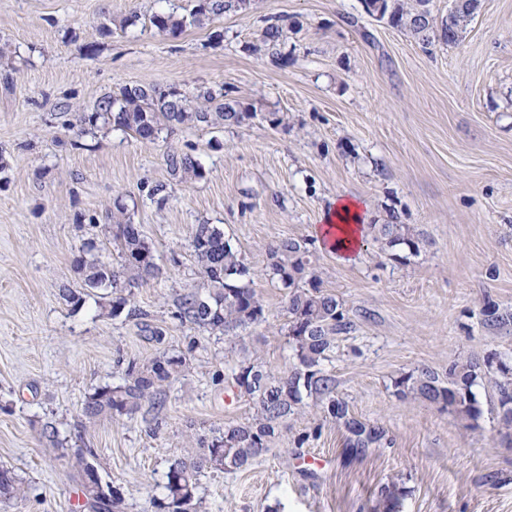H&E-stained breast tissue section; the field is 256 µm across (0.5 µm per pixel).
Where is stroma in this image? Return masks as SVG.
I'll return each mask as SVG.
<instances>
[{"mask_svg":"<svg viewBox=\"0 0 512 512\" xmlns=\"http://www.w3.org/2000/svg\"><path fill=\"white\" fill-rule=\"evenodd\" d=\"M188 0H0V466L26 488L0 512H68L79 488L75 449L90 448L121 512H156L171 460L193 437L251 421L240 366H292L286 289L263 271L280 240L305 242L307 286L352 324L324 363L348 415L384 432L361 453L343 422L306 399L247 469L205 470L201 512H374L380 487L405 490L400 512H512V428L495 389L475 388L481 414L400 397V376L447 378L458 357L512 359V0H481L454 45L422 47L364 13L360 0H253L249 9L179 36L149 17ZM283 26L276 63L258 47ZM222 41H214L213 32ZM224 91L252 112L230 127L178 128L151 143L119 131L82 136L62 104L91 109L124 85ZM279 124H272V117ZM191 152L201 179L169 175V150ZM171 185L165 205L150 199ZM361 201L367 231L355 260L321 249L317 231L338 196ZM152 243L162 274L134 289L142 319L112 315L75 271L83 257L118 265L102 228L115 201ZM407 225L417 253L374 232ZM218 225L253 272L266 320L241 338L175 317L202 282L196 224ZM75 297L65 300L64 290ZM185 355L164 404L103 416L76 431L87 396L122 383L129 363ZM59 431L58 445L41 435Z\"/></svg>","mask_w":512,"mask_h":512,"instance_id":"obj_1","label":"stroma"}]
</instances>
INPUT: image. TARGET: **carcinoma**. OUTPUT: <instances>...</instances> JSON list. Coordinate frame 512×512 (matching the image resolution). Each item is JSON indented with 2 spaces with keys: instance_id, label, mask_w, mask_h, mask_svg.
Masks as SVG:
<instances>
[{
  "instance_id": "1",
  "label": "carcinoma",
  "mask_w": 512,
  "mask_h": 512,
  "mask_svg": "<svg viewBox=\"0 0 512 512\" xmlns=\"http://www.w3.org/2000/svg\"><path fill=\"white\" fill-rule=\"evenodd\" d=\"M189 16L179 18L175 11L157 12L149 23L162 33L181 34L191 25H203L227 13L245 10L251 0H194ZM365 13L379 14L387 21L418 39L423 47L434 43L451 45L462 37L465 26L477 13L466 0L455 14L434 24L430 4L432 0H415L416 6L405 7L403 0H362ZM282 26L272 23L263 32V46L273 50L280 45ZM251 113L239 102L225 98L223 91L200 87L193 95L177 89L161 90L153 86L126 85L117 95L100 98L89 111L77 113L78 134L93 135L107 128L129 133L142 141L153 142L165 129L177 126L238 125ZM166 166L171 176L181 180L201 179L205 171L195 156L183 150H172L166 155ZM112 240L121 250V263L112 267L101 261L76 260V270L84 284L93 289L112 290V315L126 309L128 296L141 282L155 279L161 274L152 245L126 218L125 207L114 204L111 214ZM381 239L390 247L405 246L409 252L417 251L414 239L403 224H381ZM192 246L202 275L204 292L190 291L176 301L175 316L213 333L228 335L265 321L264 307L252 288L250 269L241 260L238 250L215 224L195 225ZM306 248L295 239H284L269 248V263L265 276L269 281L288 289V342L292 345L298 363L276 377L260 366L242 365L235 374L238 387L255 400L256 418L248 423L217 427L199 436V454L174 459L166 474L165 495L155 506L159 512H199V476L208 468L240 470L251 465L268 451V442L276 429L303 402L306 396L320 395L328 413L344 421L349 433L348 447L356 450L380 442L383 431L375 426L346 418L345 402L334 396L335 379L322 367L327 353L334 347L336 335L347 331L342 305L336 297L320 290L315 280L310 288L296 286V276L306 267ZM128 310V309H126ZM137 315L131 308L127 316ZM486 324L497 328L512 326V314L502 313L489 305L483 310ZM186 357L163 356L147 365L128 367L124 381L106 386L89 395L81 407L83 420L91 422L104 415L132 416L142 402L155 398L163 383L171 380L186 367ZM488 378L494 381L498 392L501 420L512 425V362L497 358L483 361L455 359L448 365V382H442L432 371L400 376L394 381L398 394L418 395L431 403L447 407L468 419L480 415L474 387ZM94 456L90 448L74 452V467L78 471L85 495L97 512H114L122 504L118 491H110L112 498L102 499L104 487L85 477L96 472L88 460ZM23 482L7 467H0V499L9 501L24 496ZM405 495L395 483L380 489L375 512H399Z\"/></svg>"
}]
</instances>
